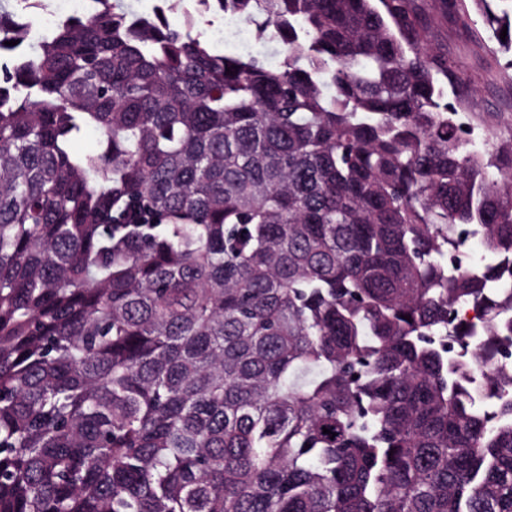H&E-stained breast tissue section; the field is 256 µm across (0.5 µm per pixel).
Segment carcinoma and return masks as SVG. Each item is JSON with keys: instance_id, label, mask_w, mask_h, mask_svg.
<instances>
[{"instance_id": "carcinoma-1", "label": "carcinoma", "mask_w": 512, "mask_h": 512, "mask_svg": "<svg viewBox=\"0 0 512 512\" xmlns=\"http://www.w3.org/2000/svg\"><path fill=\"white\" fill-rule=\"evenodd\" d=\"M98 2L0 9V512H512V143L423 5Z\"/></svg>"}]
</instances>
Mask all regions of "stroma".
Returning <instances> with one entry per match:
<instances>
[{"label":"stroma","mask_w":512,"mask_h":512,"mask_svg":"<svg viewBox=\"0 0 512 512\" xmlns=\"http://www.w3.org/2000/svg\"><path fill=\"white\" fill-rule=\"evenodd\" d=\"M426 42L448 58L449 101H461V119L478 139L497 146L512 141V61L497 52L492 33L472 0H425Z\"/></svg>","instance_id":"obj_1"}]
</instances>
